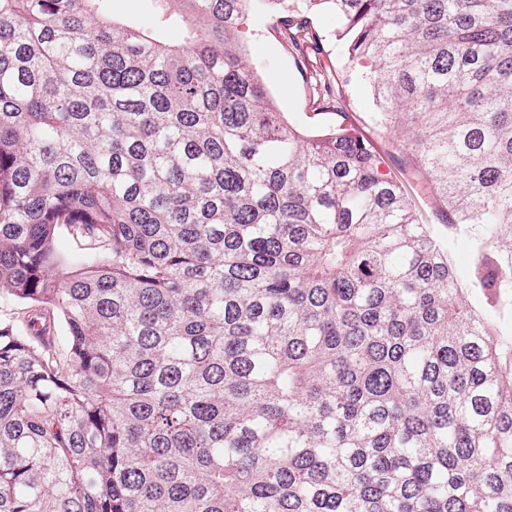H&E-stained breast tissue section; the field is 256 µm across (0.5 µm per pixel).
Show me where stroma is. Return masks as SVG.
I'll return each instance as SVG.
<instances>
[{
    "label": "stroma",
    "instance_id": "obj_1",
    "mask_svg": "<svg viewBox=\"0 0 512 512\" xmlns=\"http://www.w3.org/2000/svg\"><path fill=\"white\" fill-rule=\"evenodd\" d=\"M310 19L322 37L323 51L306 64L279 40L266 13H257L252 20L257 35L248 48L280 110L313 129L341 125L359 130L373 141L386 168L401 180L418 184L421 207L430 222H437L442 204L429 176L408 157L402 136L380 132L372 125L370 115L374 106L363 84L355 82L345 86L336 78L337 70L344 64L345 53L342 42L336 39L342 28L339 17L333 11L322 9L312 13ZM317 69L323 70L334 96L333 106L324 110L315 107L310 91L309 76Z\"/></svg>",
    "mask_w": 512,
    "mask_h": 512
}]
</instances>
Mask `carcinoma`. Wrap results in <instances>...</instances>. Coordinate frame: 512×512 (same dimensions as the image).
<instances>
[{
  "mask_svg": "<svg viewBox=\"0 0 512 512\" xmlns=\"http://www.w3.org/2000/svg\"><path fill=\"white\" fill-rule=\"evenodd\" d=\"M152 2L181 42L0 0V512H512V0H266L305 57L342 19L463 280L367 139L280 111L261 0Z\"/></svg>",
  "mask_w": 512,
  "mask_h": 512,
  "instance_id": "obj_1",
  "label": "carcinoma"
}]
</instances>
